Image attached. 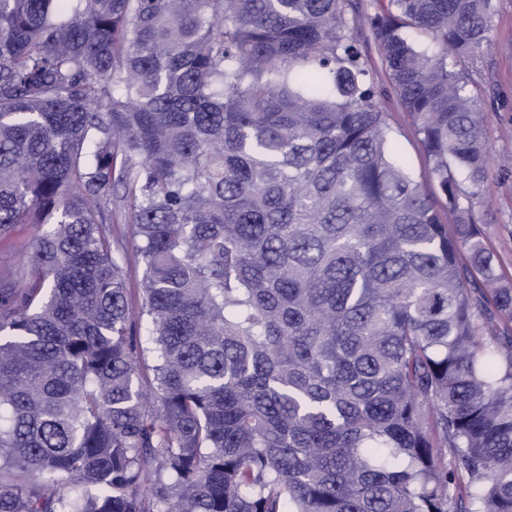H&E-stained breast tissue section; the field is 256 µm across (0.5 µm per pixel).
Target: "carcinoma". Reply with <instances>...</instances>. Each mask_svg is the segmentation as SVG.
<instances>
[{
    "mask_svg": "<svg viewBox=\"0 0 512 512\" xmlns=\"http://www.w3.org/2000/svg\"><path fill=\"white\" fill-rule=\"evenodd\" d=\"M375 5L0 0V237L49 225L0 278V512H512L493 0ZM494 1L490 38L466 65L490 159L473 211L498 273L512 281V160L503 156L512 150V0ZM366 58L379 94L377 100L382 109L389 113V122L397 132L400 153L409 165L413 176L417 180H423L426 176L423 148L410 118L395 101L386 74L381 67L380 51L373 41H370L366 47ZM112 220L113 235L122 246L126 256L125 269L127 271L130 297L132 302L139 306L142 303V294L139 288L143 265L136 252V238L133 234V226L129 223L128 216L123 209L117 210Z\"/></svg>",
    "mask_w": 512,
    "mask_h": 512,
    "instance_id": "1",
    "label": "carcinoma"
}]
</instances>
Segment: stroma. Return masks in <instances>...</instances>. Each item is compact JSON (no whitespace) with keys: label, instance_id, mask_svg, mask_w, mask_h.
I'll return each instance as SVG.
<instances>
[{"label":"stroma","instance_id":"1","mask_svg":"<svg viewBox=\"0 0 512 512\" xmlns=\"http://www.w3.org/2000/svg\"><path fill=\"white\" fill-rule=\"evenodd\" d=\"M366 58L378 91V102L389 114V122L397 132L399 150L416 179L426 176L425 155L413 124L396 103L381 67L380 51L368 43ZM469 87L478 96L480 119L486 133L490 163L481 194L474 201V215L498 272L512 281V0H495L492 32L476 59L467 63ZM113 235L126 256L130 297L141 304L140 280L143 265L136 252L133 226L124 210L113 216ZM38 229L20 224L7 238H0V276L30 262V244Z\"/></svg>","mask_w":512,"mask_h":512}]
</instances>
